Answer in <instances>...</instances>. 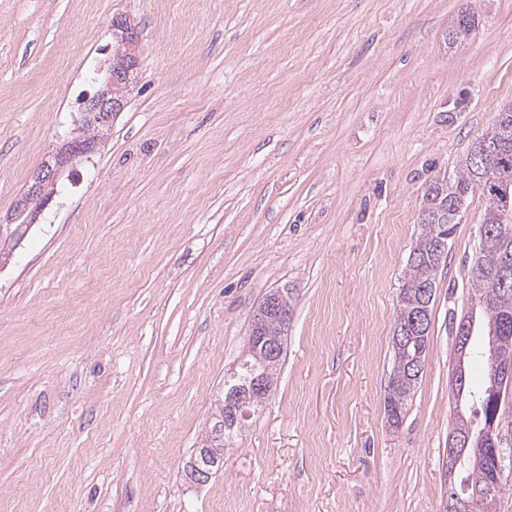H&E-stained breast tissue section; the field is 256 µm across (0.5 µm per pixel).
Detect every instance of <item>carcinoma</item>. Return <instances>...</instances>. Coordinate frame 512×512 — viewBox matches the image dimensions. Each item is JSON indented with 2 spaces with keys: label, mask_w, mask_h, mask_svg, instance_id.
Masks as SVG:
<instances>
[{
  "label": "carcinoma",
  "mask_w": 512,
  "mask_h": 512,
  "mask_svg": "<svg viewBox=\"0 0 512 512\" xmlns=\"http://www.w3.org/2000/svg\"><path fill=\"white\" fill-rule=\"evenodd\" d=\"M478 180L477 167L466 153L460 161L457 172L442 182L435 177L430 181L429 191L441 200H449L458 205L465 203L474 192ZM421 232L410 251L404 282L401 285L394 318L392 349L394 360L392 370L400 373L398 381H388L385 395V413L393 427H399L408 412L419 380L423 375L428 349L431 308L433 307L439 268L446 258L438 251V238L446 235L453 238L459 218L451 215L445 206H435L419 213ZM512 257V219L503 220L497 209L488 205L485 208L482 223L478 228V245L472 264L485 266L486 271L479 275L468 276L467 304H477L473 337L466 349L455 347L456 367L463 374V392L461 401H470V407L477 410L481 418H486V399L489 385L482 383L475 387L471 382V365L479 361L483 366L489 365V358L495 356L504 362H512V341L491 347L490 324L507 323L502 332L512 336V281L503 287L495 277L496 263L504 257ZM265 301H260L253 311L250 325L261 324L258 332L247 336L244 356L236 368V374L224 379V396L218 399L214 414L225 417L227 395L246 385L248 380L269 372L274 376L277 369H266L265 360L257 358L255 351L264 348L269 341L276 343L277 351L283 352L287 341L288 327L278 323L261 322L265 312ZM424 313L423 328L416 329L412 317ZM457 471L463 478L455 489L460 494H472L485 486L489 473L486 463L477 456L473 449L465 451Z\"/></svg>",
  "instance_id": "cac0c4a2"
}]
</instances>
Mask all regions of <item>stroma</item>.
<instances>
[{"mask_svg": "<svg viewBox=\"0 0 512 512\" xmlns=\"http://www.w3.org/2000/svg\"><path fill=\"white\" fill-rule=\"evenodd\" d=\"M123 16L127 103L0 268V512H441L481 191L396 430L395 308L427 183L512 100V0H0V218L102 89ZM277 288L276 384L187 484Z\"/></svg>", "mask_w": 512, "mask_h": 512, "instance_id": "35a3bbf8", "label": "stroma"}]
</instances>
